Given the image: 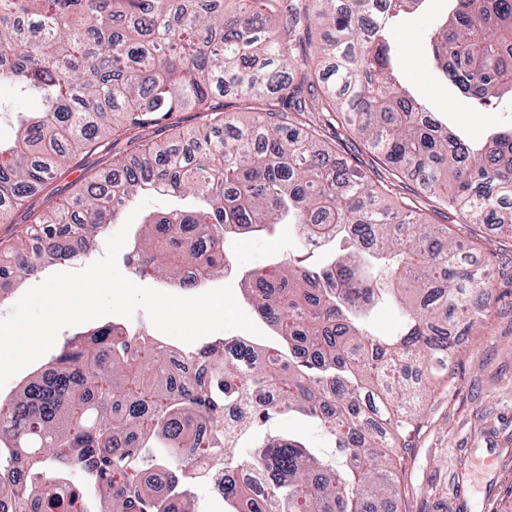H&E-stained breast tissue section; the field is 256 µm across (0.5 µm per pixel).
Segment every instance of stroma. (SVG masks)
I'll list each match as a JSON object with an SVG mask.
<instances>
[{
    "label": "stroma",
    "mask_w": 512,
    "mask_h": 512,
    "mask_svg": "<svg viewBox=\"0 0 512 512\" xmlns=\"http://www.w3.org/2000/svg\"><path fill=\"white\" fill-rule=\"evenodd\" d=\"M447 8L448 0H428L401 24L397 47L402 79L449 131L482 141L512 126V101L476 112L467 98L443 81L426 37ZM316 127L324 139L335 143L339 157L388 185L389 204L409 198L431 222L447 223L448 212L437 199L415 193L410 178L392 175L344 125L331 127L320 121ZM455 233L473 247L475 258L488 261L497 299L484 327L458 331L459 354L447 385L422 403L418 428L397 451L398 512H512V237L485 224L462 225ZM227 249L234 272L213 285L231 286L241 305L246 302L247 274L287 264L305 253L292 224L278 225L271 236L236 237Z\"/></svg>",
    "instance_id": "obj_1"
}]
</instances>
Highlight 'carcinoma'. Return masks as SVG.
Segmentation results:
<instances>
[{"instance_id": "1", "label": "carcinoma", "mask_w": 512, "mask_h": 512, "mask_svg": "<svg viewBox=\"0 0 512 512\" xmlns=\"http://www.w3.org/2000/svg\"><path fill=\"white\" fill-rule=\"evenodd\" d=\"M426 0H0V114L17 116L0 139V216L55 196L54 180L79 156L125 144L130 163L62 204L25 207V236L0 244V280L77 259L71 244L100 235L135 194L194 196L137 225L138 279L185 290L229 270L232 235L295 224L329 248L319 265L250 274L246 299L276 335L256 345L224 340L178 353L141 334L100 326L77 334L0 403V495L25 469L41 512H193L191 487L224 468L230 512H394L399 494L388 448L417 425L413 368L425 385L448 378L457 345L448 328L484 322L496 299L463 241L412 206L393 207L370 176L335 158L298 121L341 111L383 163L459 224L512 236V130L481 148L448 132L401 84L395 24ZM428 33L438 70L477 112L512 97V0H448ZM320 36L322 61L303 58ZM240 99L241 123L220 98ZM32 97L39 112L27 110ZM187 109L203 126L162 147L134 134ZM199 269L198 278L186 274ZM398 306L395 334L369 327L377 306ZM301 413L331 440L316 456L301 440L270 436L245 458L247 430ZM157 441L160 491L140 451Z\"/></svg>"}]
</instances>
